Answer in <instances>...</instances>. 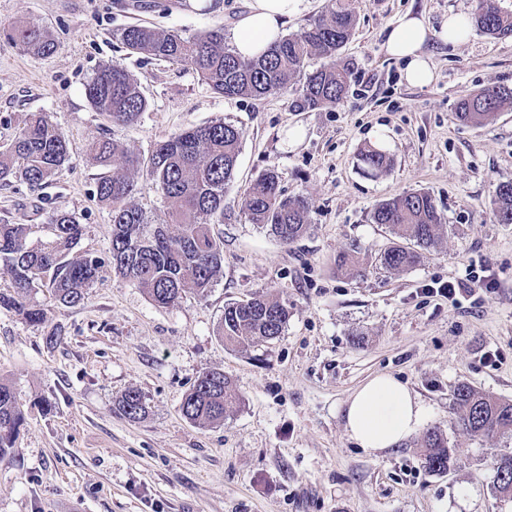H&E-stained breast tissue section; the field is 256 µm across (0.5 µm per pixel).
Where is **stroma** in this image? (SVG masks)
<instances>
[{
    "label": "stroma",
    "mask_w": 512,
    "mask_h": 512,
    "mask_svg": "<svg viewBox=\"0 0 512 512\" xmlns=\"http://www.w3.org/2000/svg\"><path fill=\"white\" fill-rule=\"evenodd\" d=\"M250 0H0V150L29 113H48L70 144V160L43 190L0 183V224H27L28 245L49 240L48 213L64 208L83 227L73 256L108 258V208L96 182L104 168L90 151L103 138L141 158L185 129L224 120L243 131L235 177L224 191L223 274L205 297L189 293L154 305L136 283L104 272L80 305L59 304L50 287L31 293L39 324L0 308V381L23 405L15 450L0 460V512H512L495 490V463L512 439L487 440L454 425L461 383L512 400V224L493 218L495 186L512 180V110L482 126L454 119L458 101L486 86L512 88V37L469 27L466 42L432 38L437 77L411 87L383 47L388 25L406 11L440 27L477 0H349L356 26L341 55L355 78L336 106L301 111L299 85L261 98H226L191 67L130 54L119 34L143 22L191 36L220 27L232 40ZM35 24L57 42L28 54L12 28ZM137 81L148 108L131 125L112 124L85 87L106 64ZM392 159L372 178L360 150ZM276 170L286 195L307 197L308 232L285 246L252 224L241 199L247 183ZM425 190L448 234L415 268L370 266L366 277L336 270L339 252L377 257L394 239L369 221L381 200ZM490 276V293L458 305L423 288ZM255 293L287 304L274 341L245 352L217 334L224 305ZM499 355L495 365L486 351ZM229 378L238 402L223 423L186 419L181 402L207 371ZM405 382L457 450L444 474L428 472L421 435L369 454L344 429V403L369 378ZM146 413L118 410L127 390Z\"/></svg>",
    "instance_id": "stroma-1"
}]
</instances>
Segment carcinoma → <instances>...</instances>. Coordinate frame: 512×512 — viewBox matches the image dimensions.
<instances>
[{"label":"carcinoma","mask_w":512,"mask_h":512,"mask_svg":"<svg viewBox=\"0 0 512 512\" xmlns=\"http://www.w3.org/2000/svg\"><path fill=\"white\" fill-rule=\"evenodd\" d=\"M474 24L494 38L512 36V11L490 0H477ZM355 16L346 0H333L315 20L297 33L271 44L259 57L243 60L225 45L224 29L213 28L193 37L159 31L134 23L121 31V41L130 51L149 59L183 63L191 67L214 93L226 98L262 97L287 89L305 76L295 107L314 111L333 107L347 93L354 78V65L339 57L354 34ZM12 39L33 55L55 52L57 43L37 26L13 31ZM325 60L317 70L303 74L307 60ZM86 96L114 124H133L148 102L132 76L121 66H102L86 86ZM512 109V88L493 86L466 95L458 104L455 119L475 126L497 113ZM243 131L224 120L191 128L157 144L148 161L127 148L100 140L92 151L103 163H114L112 172L97 178V197L110 208L112 240L107 260L69 257L82 235V225L57 207L50 217L52 236L36 247L27 244L26 224H0V268L12 278L14 291L0 293V308L26 322L43 321L42 309L30 303L32 290L49 278L56 300L64 306L81 304L104 266L135 281L157 306L176 305L187 292L203 296L223 268L224 254L212 225L224 223V189L234 178ZM70 147L63 133L44 113H33L11 147L0 151V181L12 177L39 191L58 175L67 162ZM364 173L377 177L386 172L391 159L386 152L367 147L360 152ZM146 167L169 204L166 219L157 224L132 202L133 175ZM275 170L258 175L243 193L242 208L249 220L259 224L283 244H291L309 229L310 203L303 196H287ZM493 214L501 224H512V181L496 186ZM373 224L390 228L398 241L388 246L378 261L393 272L417 266L422 250L444 239L448 225L432 195L424 190L405 192L379 202L370 214ZM337 270L351 276L367 271L359 257L347 254ZM288 306L266 295L227 302L218 335L233 350H246L281 336L288 324ZM238 401L230 380L222 372L202 374L181 403L189 420L214 425L224 422ZM119 411L130 420L145 413V401L129 390L118 402ZM453 410L462 431L486 439L512 437V402L477 391L461 383L453 391ZM24 414L15 392L0 382V459L15 449ZM456 448L444 432L429 429L422 441L423 467L446 473L455 460ZM496 490L512 499V454L496 463Z\"/></svg>","instance_id":"1"}]
</instances>
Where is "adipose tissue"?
Returning a JSON list of instances; mask_svg holds the SVG:
<instances>
[{"instance_id": "1", "label": "adipose tissue", "mask_w": 512, "mask_h": 512, "mask_svg": "<svg viewBox=\"0 0 512 512\" xmlns=\"http://www.w3.org/2000/svg\"><path fill=\"white\" fill-rule=\"evenodd\" d=\"M304 0H251L247 13L234 31V47L239 56L251 59L278 40L290 17L299 14ZM463 15L449 14L440 28H433L423 14L405 12L387 28L384 49L402 65V77L412 86H424L436 77L427 51L430 37L447 43L465 35ZM425 404L395 376L379 374L360 386L346 401L345 431L369 453L397 447L423 426Z\"/></svg>"}]
</instances>
